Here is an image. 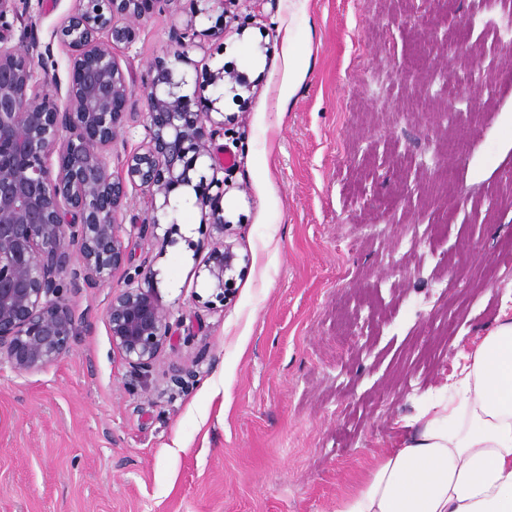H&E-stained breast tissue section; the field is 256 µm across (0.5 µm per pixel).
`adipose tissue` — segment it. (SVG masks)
<instances>
[{"mask_svg": "<svg viewBox=\"0 0 512 512\" xmlns=\"http://www.w3.org/2000/svg\"><path fill=\"white\" fill-rule=\"evenodd\" d=\"M335 512H512V307H503L454 382Z\"/></svg>", "mask_w": 512, "mask_h": 512, "instance_id": "1", "label": "adipose tissue"}]
</instances>
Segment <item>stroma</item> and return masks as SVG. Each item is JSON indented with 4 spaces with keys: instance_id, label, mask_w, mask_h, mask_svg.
<instances>
[{
    "instance_id": "35a3bbf8",
    "label": "stroma",
    "mask_w": 512,
    "mask_h": 512,
    "mask_svg": "<svg viewBox=\"0 0 512 512\" xmlns=\"http://www.w3.org/2000/svg\"><path fill=\"white\" fill-rule=\"evenodd\" d=\"M75 0H19L6 24L48 43ZM195 0H161L114 56L145 109L149 70L226 67L216 161L243 256L227 301L194 191L176 230L140 234L151 201L115 215L131 266L155 274L175 336L149 375L112 347L89 288L74 346L48 369L0 363V512H334L512 306V0H225L205 36ZM292 26L305 77L280 97ZM198 372L171 392L174 370Z\"/></svg>"
}]
</instances>
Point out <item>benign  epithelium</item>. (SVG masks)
Here are the masks:
<instances>
[{
    "label": "benign epithelium",
    "mask_w": 512,
    "mask_h": 512,
    "mask_svg": "<svg viewBox=\"0 0 512 512\" xmlns=\"http://www.w3.org/2000/svg\"><path fill=\"white\" fill-rule=\"evenodd\" d=\"M16 0H0V360L20 374L46 370L69 352L79 324L70 297L86 288L112 283L128 264L116 211L136 185L160 208L183 188L210 207L214 242L204 271L216 297H227L240 256L226 242L232 224L224 218V180L211 164V179L200 170L213 158L215 137L224 122L212 119L223 99L201 98L188 91L191 79L177 70L187 43L175 33L173 58L151 66L142 123L147 142L126 156L122 174L109 173L108 151L134 113L131 89L112 47L130 44L139 22L159 0H76L54 30L66 49L69 80L66 100L40 96L34 57L50 55L33 27L25 26L18 43L1 19L15 11ZM125 23L116 24V18ZM232 91L250 89L243 75L219 68L208 82ZM57 156V171L50 160ZM216 193H211L212 188ZM128 284L111 295L106 323L112 346L138 371L148 372L172 340L170 312L155 296L154 273H127Z\"/></svg>",
    "instance_id": "1"
}]
</instances>
